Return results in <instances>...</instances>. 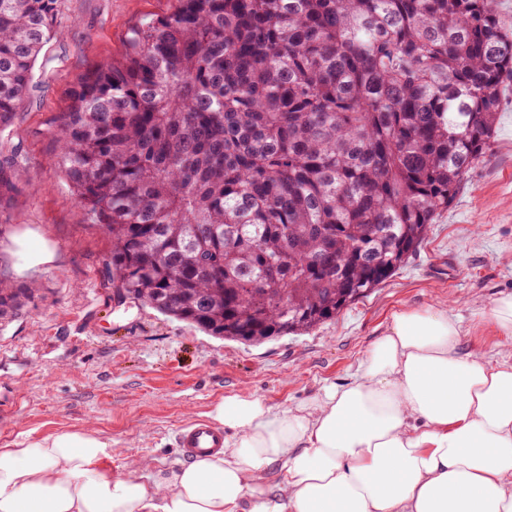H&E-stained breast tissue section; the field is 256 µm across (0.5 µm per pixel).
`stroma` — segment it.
Returning a JSON list of instances; mask_svg holds the SVG:
<instances>
[{
	"label": "stroma",
	"instance_id": "obj_1",
	"mask_svg": "<svg viewBox=\"0 0 512 512\" xmlns=\"http://www.w3.org/2000/svg\"><path fill=\"white\" fill-rule=\"evenodd\" d=\"M177 0H61L58 27L34 67L10 140L22 180L0 201V264L37 299L0 331V445L20 448L92 426L119 453L109 471L146 459L183 460L175 437L225 396L262 398L276 410L342 384L394 312L452 307L465 348L495 349L478 321L512 293V90L494 142L431 225L421 248L367 298L299 336L258 346L224 341L135 302L115 305L104 262L112 244L54 164L49 122L80 75L125 56L131 30ZM49 251L54 261L35 264Z\"/></svg>",
	"mask_w": 512,
	"mask_h": 512
}]
</instances>
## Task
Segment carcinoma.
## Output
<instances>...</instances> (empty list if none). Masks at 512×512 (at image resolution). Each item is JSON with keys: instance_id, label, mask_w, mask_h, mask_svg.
Masks as SVG:
<instances>
[{"instance_id": "cac0c4a2", "label": "carcinoma", "mask_w": 512, "mask_h": 512, "mask_svg": "<svg viewBox=\"0 0 512 512\" xmlns=\"http://www.w3.org/2000/svg\"><path fill=\"white\" fill-rule=\"evenodd\" d=\"M60 0H0V136ZM512 82L494 0H178L82 75L54 163L112 288L210 335L300 334L400 269L490 150ZM17 155L0 152V197ZM35 289L0 272V325Z\"/></svg>"}]
</instances>
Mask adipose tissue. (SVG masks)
Listing matches in <instances>:
<instances>
[{
    "label": "adipose tissue",
    "instance_id": "ef3b65f1",
    "mask_svg": "<svg viewBox=\"0 0 512 512\" xmlns=\"http://www.w3.org/2000/svg\"><path fill=\"white\" fill-rule=\"evenodd\" d=\"M509 339L465 351L452 309L397 312L354 377L273 411L229 395L222 450L112 474L90 429L0 446V512H512V295L481 314Z\"/></svg>",
    "mask_w": 512,
    "mask_h": 512
}]
</instances>
